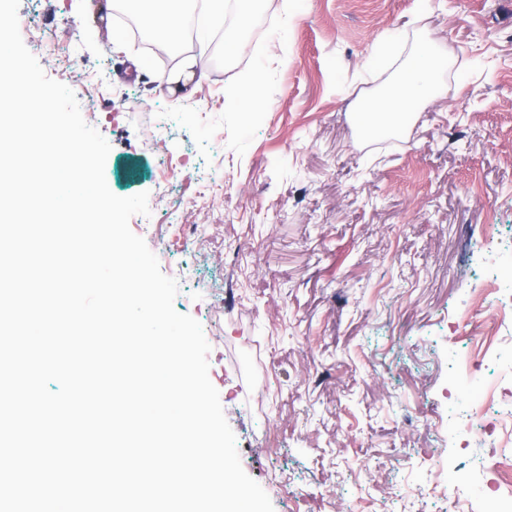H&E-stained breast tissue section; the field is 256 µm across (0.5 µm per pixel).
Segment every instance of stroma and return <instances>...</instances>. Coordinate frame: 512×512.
Here are the masks:
<instances>
[{
	"label": "stroma",
	"instance_id": "35a3bbf8",
	"mask_svg": "<svg viewBox=\"0 0 512 512\" xmlns=\"http://www.w3.org/2000/svg\"><path fill=\"white\" fill-rule=\"evenodd\" d=\"M120 4L20 0L26 47L110 144L117 196L149 195L129 226L203 327L243 470L274 512H457L512 446L466 444L471 394L451 366L496 264L512 267V0H260L248 25L211 19L143 68L114 42ZM234 32L242 55L225 56ZM463 78L369 149L353 120L420 43ZM192 63L199 83L155 76ZM261 75L263 108L235 112ZM482 385L512 386V325ZM444 463L448 499L431 494Z\"/></svg>",
	"mask_w": 512,
	"mask_h": 512
}]
</instances>
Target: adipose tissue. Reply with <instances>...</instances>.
Wrapping results in <instances>:
<instances>
[{"instance_id": "ef3b65f1", "label": "adipose tissue", "mask_w": 512, "mask_h": 512, "mask_svg": "<svg viewBox=\"0 0 512 512\" xmlns=\"http://www.w3.org/2000/svg\"><path fill=\"white\" fill-rule=\"evenodd\" d=\"M189 3L190 0H126L127 8L147 17L152 28L162 30L157 44L166 52L176 46L177 21ZM439 69L440 62L431 48H423L419 58L406 65L385 91L359 107L356 121L363 133L404 125L414 103L426 102L433 96Z\"/></svg>"}]
</instances>
